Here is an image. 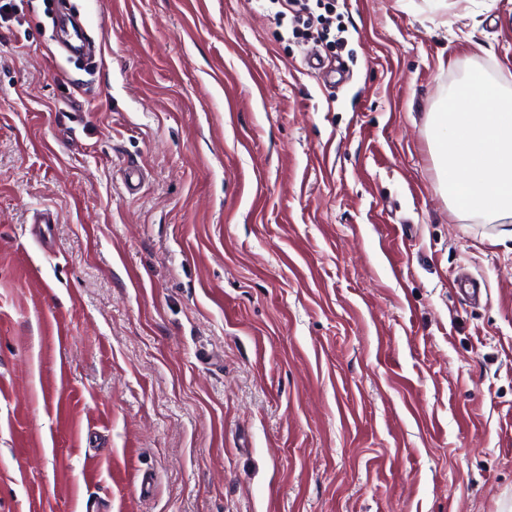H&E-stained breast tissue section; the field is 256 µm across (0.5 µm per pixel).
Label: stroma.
I'll return each instance as SVG.
<instances>
[{
    "mask_svg": "<svg viewBox=\"0 0 512 512\" xmlns=\"http://www.w3.org/2000/svg\"><path fill=\"white\" fill-rule=\"evenodd\" d=\"M11 2L0 512H512V219L426 133L469 67L512 88V0H345L333 48L267 0ZM66 27V35L62 37V45L65 50L71 54L92 55L94 53V46L88 43L82 34V27L78 22L72 28L68 19H64Z\"/></svg>",
    "mask_w": 512,
    "mask_h": 512,
    "instance_id": "stroma-1",
    "label": "stroma"
}]
</instances>
